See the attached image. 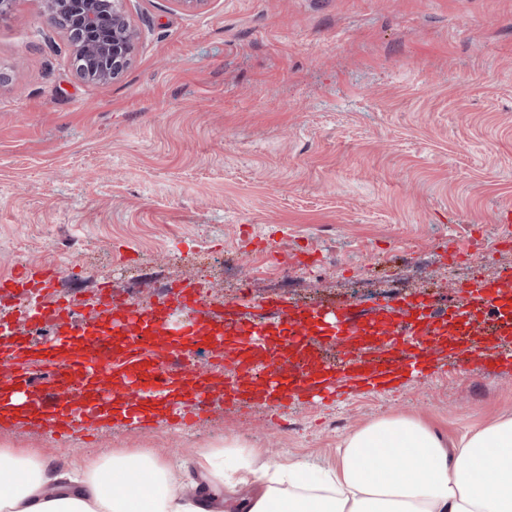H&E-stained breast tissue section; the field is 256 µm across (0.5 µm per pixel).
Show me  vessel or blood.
Listing matches in <instances>:
<instances>
[{"instance_id": "1", "label": "vessel or blood", "mask_w": 512, "mask_h": 512, "mask_svg": "<svg viewBox=\"0 0 512 512\" xmlns=\"http://www.w3.org/2000/svg\"><path fill=\"white\" fill-rule=\"evenodd\" d=\"M60 275L56 264L47 263L0 279V427L27 425L60 438L115 419L139 428L161 418L179 427L191 423L216 392L231 405L262 402L276 412L292 401L338 398L347 387L390 389L406 376L426 378L444 354L463 368L512 364V353L482 339L474 325L477 304L512 309L508 272L475 280L452 312L409 297L390 299L369 315L337 308L332 317L342 328L341 357L334 364L315 353L312 328L324 318L318 309L270 300L276 331L284 337L278 344L233 308L210 310L207 297L193 287L141 308L106 289L88 306L77 297L53 299L50 290ZM176 307L191 319L174 338L169 317ZM43 327L54 330L52 343L30 341L29 331ZM200 343L223 357L230 382L185 367ZM36 367L50 370L41 389L31 385Z\"/></svg>"}]
</instances>
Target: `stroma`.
<instances>
[{
  "instance_id": "obj_1",
  "label": "stroma",
  "mask_w": 512,
  "mask_h": 512,
  "mask_svg": "<svg viewBox=\"0 0 512 512\" xmlns=\"http://www.w3.org/2000/svg\"><path fill=\"white\" fill-rule=\"evenodd\" d=\"M139 39L109 84L15 0L0 19V277L61 265L58 294L103 283L151 302L199 283L218 303L287 296L368 312L400 293L441 306L512 269V0H126ZM310 254L311 264L298 258ZM416 415L459 441L512 415V367L439 368L400 392L281 424L214 396L185 429L115 421L90 444L0 427V448L60 468L146 451L207 484L204 450L335 466L361 424Z\"/></svg>"
}]
</instances>
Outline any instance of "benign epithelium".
<instances>
[{
    "mask_svg": "<svg viewBox=\"0 0 512 512\" xmlns=\"http://www.w3.org/2000/svg\"><path fill=\"white\" fill-rule=\"evenodd\" d=\"M43 5L47 22L73 48L77 78L106 84L124 75L138 39L125 0H43Z\"/></svg>",
    "mask_w": 512,
    "mask_h": 512,
    "instance_id": "benign-epithelium-1",
    "label": "benign epithelium"
}]
</instances>
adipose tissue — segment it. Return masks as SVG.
Listing matches in <instances>:
<instances>
[{
    "instance_id": "ef3b65f1",
    "label": "adipose tissue",
    "mask_w": 512,
    "mask_h": 512,
    "mask_svg": "<svg viewBox=\"0 0 512 512\" xmlns=\"http://www.w3.org/2000/svg\"><path fill=\"white\" fill-rule=\"evenodd\" d=\"M385 449L383 463L364 456ZM258 451H211L210 474L258 485L243 512H512V416L465 434L456 446L420 419L367 422L348 435L334 468L262 464ZM219 488L186 496L170 470L143 453L87 460L65 479L40 455L0 450V512H219Z\"/></svg>"
}]
</instances>
